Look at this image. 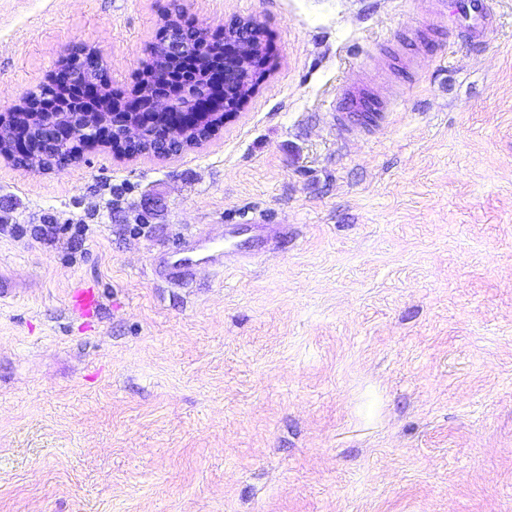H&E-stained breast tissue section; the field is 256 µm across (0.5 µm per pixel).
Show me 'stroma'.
Segmentation results:
<instances>
[{"instance_id": "1", "label": "stroma", "mask_w": 512, "mask_h": 512, "mask_svg": "<svg viewBox=\"0 0 512 512\" xmlns=\"http://www.w3.org/2000/svg\"><path fill=\"white\" fill-rule=\"evenodd\" d=\"M169 0H0V113L65 45L135 84ZM470 44L419 0H190L270 63L167 156L0 159V512H512V0ZM392 94L373 134L329 109ZM284 224L170 286L205 224ZM42 224L56 225L41 239ZM102 306L74 310L76 286Z\"/></svg>"}]
</instances>
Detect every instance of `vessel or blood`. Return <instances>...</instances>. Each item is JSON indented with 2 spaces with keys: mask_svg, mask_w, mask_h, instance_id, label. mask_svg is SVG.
Instances as JSON below:
<instances>
[{
  "mask_svg": "<svg viewBox=\"0 0 512 512\" xmlns=\"http://www.w3.org/2000/svg\"><path fill=\"white\" fill-rule=\"evenodd\" d=\"M437 16L445 18L452 33L475 41L484 39L494 25L491 0H434ZM340 122L372 127L383 121L390 104L386 98L368 94L358 84L348 85L330 104ZM276 224L242 227L229 224L221 231L198 229L188 235L181 249L162 255L155 263V273L165 282L182 285L195 271H224L255 259L268 239L279 233Z\"/></svg>",
  "mask_w": 512,
  "mask_h": 512,
  "instance_id": "obj_1",
  "label": "vessel or blood"
}]
</instances>
